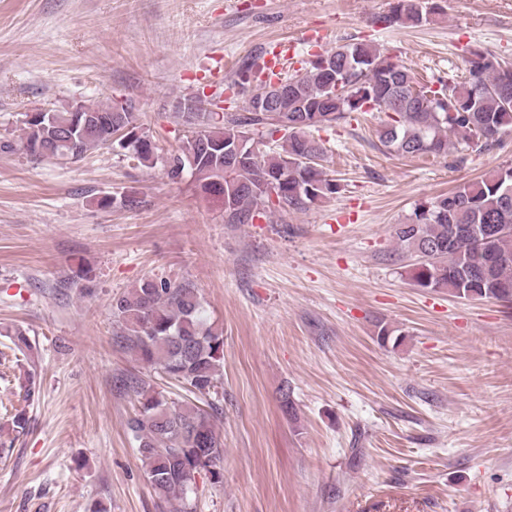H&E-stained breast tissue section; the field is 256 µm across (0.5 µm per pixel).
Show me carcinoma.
I'll use <instances>...</instances> for the list:
<instances>
[{
	"instance_id": "obj_1",
	"label": "carcinoma",
	"mask_w": 512,
	"mask_h": 512,
	"mask_svg": "<svg viewBox=\"0 0 512 512\" xmlns=\"http://www.w3.org/2000/svg\"><path fill=\"white\" fill-rule=\"evenodd\" d=\"M443 12L437 0H393L386 24L425 25ZM249 86L243 111L220 112L194 96L178 113L194 131L167 158V175L190 170L196 186L224 208V223L251 224L275 210L302 209L340 190L323 161L326 148L314 132L332 128L353 113L389 115L379 142L400 156L448 154V136L489 146L512 126V67L489 51L472 49L463 80L422 84L415 73L380 47L339 44L285 76V96L270 112L272 80ZM80 111L40 112L24 119L20 148L36 160L78 161L87 152L117 145L140 164L154 162V141L138 123L136 108L86 104ZM282 133L283 151L259 148L265 135ZM412 256L413 285L446 290L466 300L512 301V166L494 169L452 192L417 205L408 222L395 227ZM113 314L122 342L150 367L205 396L215 387L224 360V336L206 325L198 289L186 283L146 280L116 299ZM125 386L139 403L128 421L144 476L164 512H192L187 492L202 473L223 480L217 462L224 443L212 414L191 401H168L162 392L131 378Z\"/></svg>"
}]
</instances>
